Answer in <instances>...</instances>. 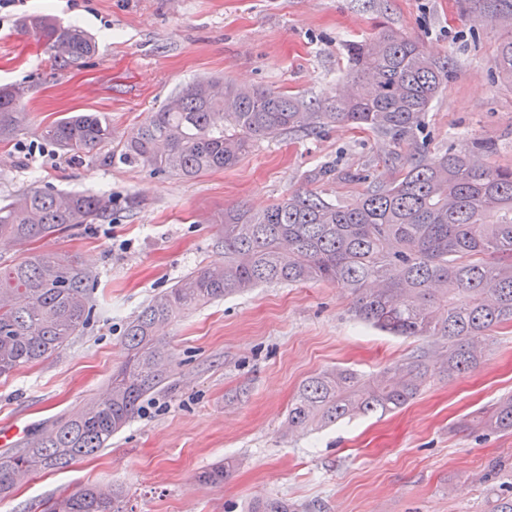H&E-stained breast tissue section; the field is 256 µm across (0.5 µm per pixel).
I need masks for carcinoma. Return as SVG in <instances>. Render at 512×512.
I'll return each mask as SVG.
<instances>
[{
	"label": "carcinoma",
	"mask_w": 512,
	"mask_h": 512,
	"mask_svg": "<svg viewBox=\"0 0 512 512\" xmlns=\"http://www.w3.org/2000/svg\"><path fill=\"white\" fill-rule=\"evenodd\" d=\"M461 16L507 31L497 67L512 81V0H459ZM32 34L56 66L92 57L95 41L47 15H26ZM452 62L430 54L419 38L387 26L351 49L346 85L306 103L271 89L220 79L193 81L128 137L120 160L182 179L229 169L264 139L317 134L340 122L388 138L399 151L391 178L367 186L356 205L323 198L312 185L336 168L320 166L308 186L263 211L242 204L217 223L224 266L199 267L155 296L126 327L127 359L106 397L54 422L27 446L0 458V498L32 474L66 469L107 447L144 399L168 378L170 356L158 329L186 310L263 283H326L348 290L359 320L396 336L431 337L443 352L389 365L366 379L349 368L324 370L302 384L288 410V429L327 427L355 415L386 414L416 398L437 374L479 364L497 327L512 323V167L488 157L497 140L479 136L432 155L427 129L432 102L448 83ZM0 95V144L28 123L22 88ZM44 140L68 153H88L112 130L98 112H79L45 126ZM112 197L32 187L0 204V240L40 241L76 224H106ZM96 276L57 254L25 258L0 270V378L33 365L84 331L92 318ZM512 432V395L484 420ZM232 464L198 480L219 486ZM122 491L87 486L49 501L44 512H126ZM247 512H309L270 497Z\"/></svg>",
	"instance_id": "1"
}]
</instances>
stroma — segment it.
<instances>
[{
    "label": "stroma",
    "instance_id": "obj_1",
    "mask_svg": "<svg viewBox=\"0 0 512 512\" xmlns=\"http://www.w3.org/2000/svg\"><path fill=\"white\" fill-rule=\"evenodd\" d=\"M47 14L94 38L98 51L57 69L18 21ZM387 22L448 55L454 73L428 115L430 150L475 135L497 139L512 165V81L494 72L501 29L464 20L457 0H0V86L23 87L29 125L0 145V203L33 187L107 193L112 221L82 224L31 245L0 246V267L39 254L77 257L97 277L90 325L48 359L0 379V427L15 448L110 389L126 358L128 322L197 267L224 262L217 217L239 203L261 210L305 187L324 162V198L360 200L385 179L393 144L339 123L315 136L258 141L235 167L193 180L119 160L148 113L201 77L320 100L341 84L351 44ZM99 112L111 138L64 154L40 137L53 121ZM345 291L324 283L263 285L186 312L161 333L174 386L147 398L111 445L42 473L0 499V512H42L86 485L122 486L130 512H246L278 497L311 512H496L512 491V433L471 419L512 395V324L481 364L440 375L403 410L292 431L288 407L308 377L348 367L374 378L389 363L439 345L390 336L356 319ZM224 460L223 485L197 482Z\"/></svg>",
    "mask_w": 512,
    "mask_h": 512
}]
</instances>
